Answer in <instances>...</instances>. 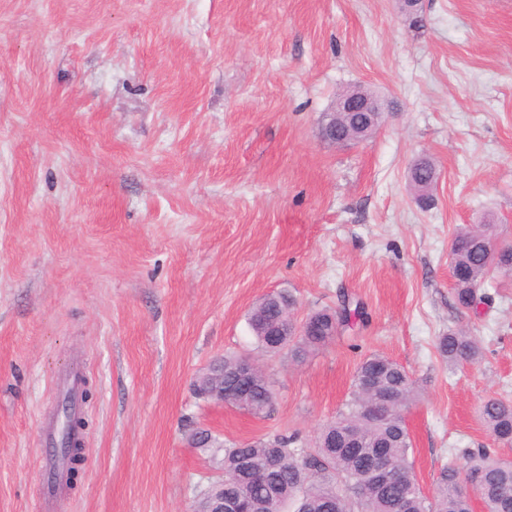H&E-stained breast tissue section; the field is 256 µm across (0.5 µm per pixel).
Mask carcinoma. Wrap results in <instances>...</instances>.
<instances>
[{"label": "carcinoma", "mask_w": 512, "mask_h": 512, "mask_svg": "<svg viewBox=\"0 0 512 512\" xmlns=\"http://www.w3.org/2000/svg\"><path fill=\"white\" fill-rule=\"evenodd\" d=\"M435 179V165L427 158L411 170V184L417 191ZM495 240L491 224L464 225L453 235L450 269L455 303L461 311L476 309L478 292L491 271L512 273V247L497 256L488 255L485 245ZM285 309L288 319H294L293 296L282 295L276 303L252 309L248 323L264 352L295 359L343 335L352 317L348 301L334 310L314 312L311 317L317 328L305 336L288 337L286 348L276 347L271 338L261 335L260 324L279 320ZM437 349L451 367L473 364L482 355L476 338L463 330L441 336ZM416 396V383L403 367L385 356H370L357 368L345 408L323 424L313 447L299 446L294 434H278L206 448L212 457H220L224 479L202 490L198 502L222 484L224 494L239 496L245 502L276 494V512H472L471 496L462 484L465 470L479 476L474 492L490 512H512V461L484 448L459 449L464 468L448 464L436 477L433 498L423 495L411 461L412 440L398 415ZM273 403L274 391L265 378L236 408L259 416L268 413ZM375 409L387 413V418H377ZM480 418L496 440L512 444V402L489 398L480 408ZM375 455L396 466L392 483L375 482L367 474Z\"/></svg>", "instance_id": "carcinoma-1"}]
</instances>
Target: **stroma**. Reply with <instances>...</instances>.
Returning <instances> with one entry per match:
<instances>
[{
  "instance_id": "stroma-1",
  "label": "stroma",
  "mask_w": 512,
  "mask_h": 512,
  "mask_svg": "<svg viewBox=\"0 0 512 512\" xmlns=\"http://www.w3.org/2000/svg\"><path fill=\"white\" fill-rule=\"evenodd\" d=\"M357 84L385 122L331 145L323 116ZM465 224L512 243V0H0V512H35L75 366L85 461L52 512H192L221 476L192 432L312 440L373 354L421 387L425 495L452 447L512 459L477 415L512 400V275L459 312ZM278 292L301 318L345 295L365 319L303 361L262 357L267 417L197 398ZM459 327L483 356L453 370L436 343Z\"/></svg>"
}]
</instances>
